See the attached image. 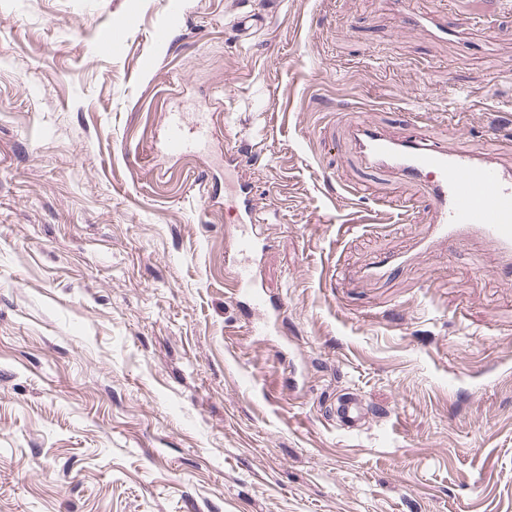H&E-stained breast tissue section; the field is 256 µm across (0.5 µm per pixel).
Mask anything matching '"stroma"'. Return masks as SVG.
<instances>
[{
    "mask_svg": "<svg viewBox=\"0 0 512 512\" xmlns=\"http://www.w3.org/2000/svg\"><path fill=\"white\" fill-rule=\"evenodd\" d=\"M407 6L464 18L468 45L390 0H0V512H512L494 253L356 276L435 219L357 157L360 117L398 136L418 114L512 166V0ZM204 103L210 148L160 156L164 112ZM240 138L257 282L283 304L263 336L230 288ZM346 391L373 408L355 431ZM336 400V416L343 428L357 429L361 425V419L366 417V410L361 401L351 394L342 398L337 396Z\"/></svg>",
    "mask_w": 512,
    "mask_h": 512,
    "instance_id": "35a3bbf8",
    "label": "stroma"
}]
</instances>
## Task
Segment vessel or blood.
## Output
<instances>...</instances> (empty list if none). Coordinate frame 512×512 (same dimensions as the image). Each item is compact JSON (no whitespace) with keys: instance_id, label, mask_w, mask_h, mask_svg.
<instances>
[{"instance_id":"obj_1","label":"vessel or blood","mask_w":512,"mask_h":512,"mask_svg":"<svg viewBox=\"0 0 512 512\" xmlns=\"http://www.w3.org/2000/svg\"><path fill=\"white\" fill-rule=\"evenodd\" d=\"M407 26L420 29L437 39L461 37L464 21L442 13L419 15L402 10ZM163 152L178 159L208 143L212 129L206 118L188 119L184 113L170 112L164 118ZM355 143L359 153L377 168L398 171L404 178L423 184L436 213L428 238L416 243L413 256L422 257L438 244L459 242L472 236L490 241L502 258L497 272L512 276V167L500 164L493 154H472L427 142L417 127H410L400 137L385 135L373 123L363 121L355 127ZM238 153L225 152L224 169L236 174L234 186V222L230 237L242 261L236 269L235 294L248 298L251 308L262 315L273 307L271 299L260 293L251 256L256 249L246 227L255 223L259 199L252 181L240 175ZM411 256L385 255L365 268V277L381 279L409 263ZM336 416L343 428L357 429L366 410L361 401L348 394L339 398Z\"/></svg>"}]
</instances>
